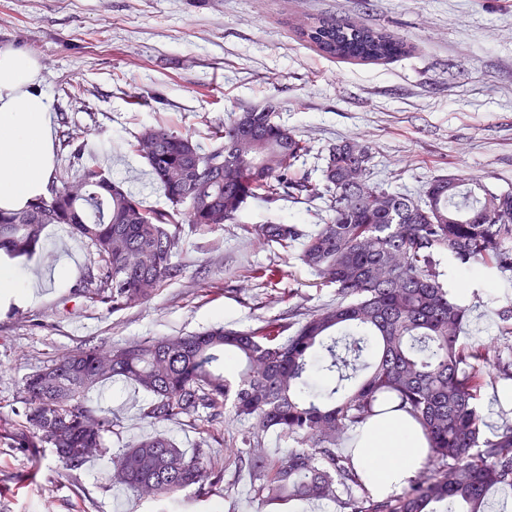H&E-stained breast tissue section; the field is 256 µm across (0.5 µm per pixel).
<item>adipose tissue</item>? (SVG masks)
<instances>
[{
    "instance_id": "ef3b65f1",
    "label": "adipose tissue",
    "mask_w": 512,
    "mask_h": 512,
    "mask_svg": "<svg viewBox=\"0 0 512 512\" xmlns=\"http://www.w3.org/2000/svg\"><path fill=\"white\" fill-rule=\"evenodd\" d=\"M42 66L19 47L0 48V208L17 210L51 183L50 97ZM353 461L373 495L402 489L425 463L427 443L405 412L395 410L357 428Z\"/></svg>"
}]
</instances>
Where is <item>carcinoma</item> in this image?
Segmentation results:
<instances>
[{
	"label": "carcinoma",
	"instance_id": "obj_1",
	"mask_svg": "<svg viewBox=\"0 0 512 512\" xmlns=\"http://www.w3.org/2000/svg\"><path fill=\"white\" fill-rule=\"evenodd\" d=\"M322 54L388 61L410 51L403 40L347 18H321L300 32ZM145 160L167 208L148 209L95 164L32 199L0 209V253L31 257L47 224H66L95 249L74 294L108 311L146 303L181 274L178 225L234 224L250 201H319L324 218L307 233L297 223L269 222L260 235L298 258L336 304L290 325L260 331L213 327L186 336L81 345L23 383L25 425L15 448H54L73 472L105 453L109 412L88 404L97 384L123 379L150 395L140 416L150 423L229 414L249 421L238 471L257 501L341 500L343 512H486L488 498L512 492V422L492 436L479 404L489 385H512V304L501 307L499 344L460 343L470 305L445 285L441 264L461 277L512 272V190L493 191L477 177L438 175L416 198L370 178L372 148L351 140L329 150L322 178L303 169L309 146L279 121L271 101L230 113L202 145L177 127L147 126L129 143ZM327 387L304 390L312 371ZM394 404L428 444L424 470L399 496L375 497L351 455L338 451L349 429ZM276 430L302 444L271 458L251 447ZM189 455L164 434L145 437L112 460L114 481L157 501L206 490L224 473L202 447ZM351 485L362 494L340 499Z\"/></svg>",
	"mask_w": 512,
	"mask_h": 512
}]
</instances>
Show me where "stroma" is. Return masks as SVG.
I'll use <instances>...</instances> for the list:
<instances>
[{
	"mask_svg": "<svg viewBox=\"0 0 512 512\" xmlns=\"http://www.w3.org/2000/svg\"><path fill=\"white\" fill-rule=\"evenodd\" d=\"M326 16L386 30L410 46L378 63L328 58L298 28ZM36 55L57 122L79 140L97 138L100 165L145 206L165 207L148 168L127 143L142 127L167 122L206 142L229 113L274 100L282 123L315 152L356 139L375 153V178L419 194L437 175L480 177L512 188V0H0V47ZM319 204L291 199L248 202L239 221L212 230L179 227L184 272L148 303L110 312L70 296L93 258L88 241L47 225L43 250L11 265L31 282L28 301L0 295V512H340L330 500L259 507L246 474L227 462L249 429L234 420L214 430L224 480L156 502L110 479L111 458L154 434L194 452L199 422L151 424L139 408L147 395L121 380L93 394L111 410L107 457L63 473L52 448L12 445L15 412L27 376L84 344L113 346L200 332L214 326L251 331L336 301L298 259L268 244L259 225L298 221L314 227ZM272 269L274 282L253 278ZM451 288L472 310L462 341L497 339V309L512 303V278L471 280Z\"/></svg>",
	"mask_w": 512,
	"mask_h": 512,
	"instance_id": "obj_1",
	"label": "stroma"
}]
</instances>
